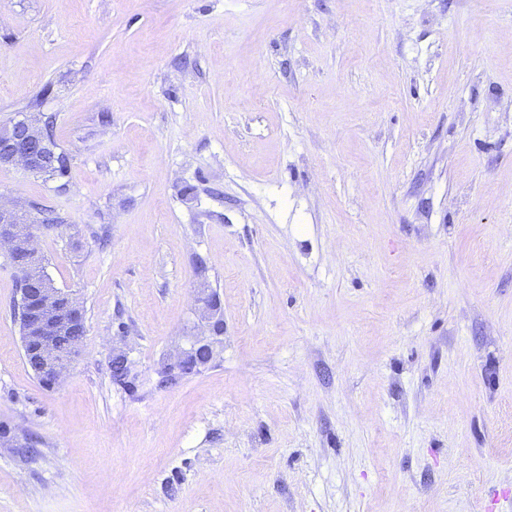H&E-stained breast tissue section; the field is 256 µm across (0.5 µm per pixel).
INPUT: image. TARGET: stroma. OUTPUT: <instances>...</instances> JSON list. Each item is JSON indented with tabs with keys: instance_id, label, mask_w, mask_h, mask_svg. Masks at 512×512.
Listing matches in <instances>:
<instances>
[{
	"instance_id": "1",
	"label": "stroma",
	"mask_w": 512,
	"mask_h": 512,
	"mask_svg": "<svg viewBox=\"0 0 512 512\" xmlns=\"http://www.w3.org/2000/svg\"><path fill=\"white\" fill-rule=\"evenodd\" d=\"M27 112L69 170L0 201L87 332L44 386L0 251V512H512V0H0ZM198 281L194 288V332L185 336L177 352L157 370L159 380L168 384L206 370L213 362L217 349L224 341V308L217 291L207 282V259L196 255ZM109 367H111L110 376H111L112 384L121 387L122 389L129 392L130 394H132L136 391V387H137L136 381L134 383L130 384V383H126L125 381H123L120 377H118L116 375H112V371L119 369L121 371L124 379L128 380L129 382H131L135 379V374L132 372L128 356L125 352L113 350L112 358L109 361Z\"/></svg>"
}]
</instances>
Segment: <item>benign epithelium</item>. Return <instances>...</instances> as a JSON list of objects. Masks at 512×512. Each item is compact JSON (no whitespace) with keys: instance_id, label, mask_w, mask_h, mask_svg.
I'll return each instance as SVG.
<instances>
[{"instance_id":"obj_1","label":"benign epithelium","mask_w":512,"mask_h":512,"mask_svg":"<svg viewBox=\"0 0 512 512\" xmlns=\"http://www.w3.org/2000/svg\"><path fill=\"white\" fill-rule=\"evenodd\" d=\"M39 126L40 116L35 113L0 125V166L20 165L30 172L52 173L51 149L40 139ZM37 217L30 205L0 201V249L8 253L19 279L41 283L34 293L25 288L19 291L18 304L25 311L24 343L29 360L50 383L57 384L81 354L86 336L84 306L73 292L55 287L37 264ZM207 270V259L196 255L197 325L185 337L184 345L157 370L159 380L168 384L206 370L223 344L224 308L217 291L207 282ZM109 365L120 370L124 379H135L125 352H112Z\"/></svg>"}]
</instances>
